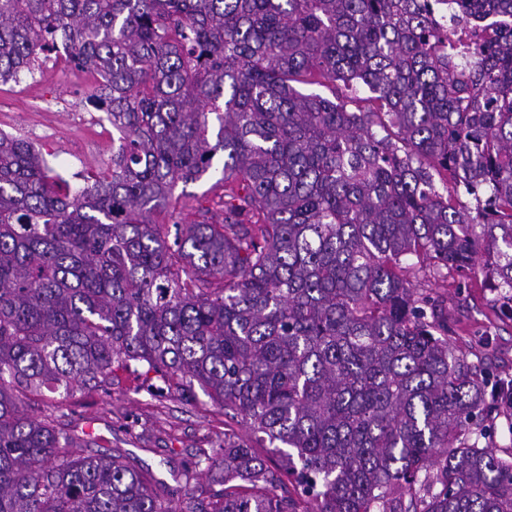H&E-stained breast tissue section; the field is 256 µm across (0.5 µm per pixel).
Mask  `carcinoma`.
Here are the masks:
<instances>
[{
    "mask_svg": "<svg viewBox=\"0 0 512 512\" xmlns=\"http://www.w3.org/2000/svg\"><path fill=\"white\" fill-rule=\"evenodd\" d=\"M447 2L464 52L431 0H0V83L61 48L112 125L77 191L0 132V512H512L489 426L512 406L435 288L479 265L512 313V29H479L512 0ZM203 178L222 220L153 223ZM127 372L255 442L146 476L66 403ZM441 23L443 29L449 37V45L459 46L460 44H470L473 41L474 27L471 23L462 18L451 19L448 24V3L442 2Z\"/></svg>",
    "mask_w": 512,
    "mask_h": 512,
    "instance_id": "cac0c4a2",
    "label": "carcinoma"
}]
</instances>
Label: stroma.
<instances>
[{
  "label": "stroma",
  "instance_id": "stroma-1",
  "mask_svg": "<svg viewBox=\"0 0 512 512\" xmlns=\"http://www.w3.org/2000/svg\"><path fill=\"white\" fill-rule=\"evenodd\" d=\"M94 84L83 73L60 65L0 84V129L27 137L44 152L72 188L84 185L86 172L112 156V127L87 106ZM448 323L464 351L487 352L491 385L512 382V317L508 316L477 270L448 276ZM80 428L104 444L123 449L141 469L175 485L197 449L213 448L225 434H250L241 421L228 420L204 393L185 402L170 395L158 379L124 374L111 395H76L71 401Z\"/></svg>",
  "mask_w": 512,
  "mask_h": 512
}]
</instances>
